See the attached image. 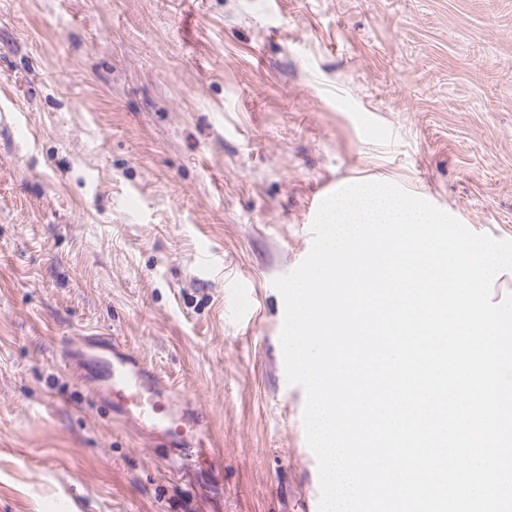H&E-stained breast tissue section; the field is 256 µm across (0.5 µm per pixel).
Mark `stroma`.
Instances as JSON below:
<instances>
[{"mask_svg":"<svg viewBox=\"0 0 512 512\" xmlns=\"http://www.w3.org/2000/svg\"><path fill=\"white\" fill-rule=\"evenodd\" d=\"M363 177L512 240V0H0V512H308L273 281ZM88 336L223 458L114 414Z\"/></svg>","mask_w":512,"mask_h":512,"instance_id":"1","label":"stroma"}]
</instances>
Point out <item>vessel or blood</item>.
<instances>
[{
  "instance_id": "b4317fda",
  "label": "vessel or blood",
  "mask_w": 512,
  "mask_h": 512,
  "mask_svg": "<svg viewBox=\"0 0 512 512\" xmlns=\"http://www.w3.org/2000/svg\"><path fill=\"white\" fill-rule=\"evenodd\" d=\"M94 346L98 352L90 362L96 370L94 379L113 412L164 439L178 469L192 470L220 455V444L202 418L185 410L173 413L170 395L149 366L112 351L104 339H95Z\"/></svg>"
}]
</instances>
